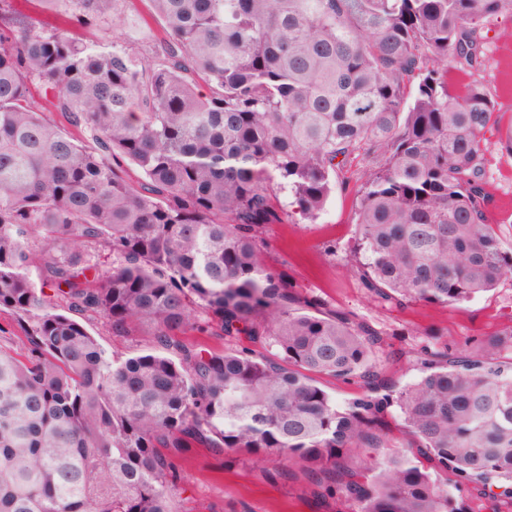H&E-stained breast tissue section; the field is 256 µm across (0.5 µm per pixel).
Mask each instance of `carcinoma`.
I'll list each match as a JSON object with an SVG mask.
<instances>
[{"instance_id":"1","label":"carcinoma","mask_w":512,"mask_h":512,"mask_svg":"<svg viewBox=\"0 0 512 512\" xmlns=\"http://www.w3.org/2000/svg\"><path fill=\"white\" fill-rule=\"evenodd\" d=\"M25 2L58 22L0 0V309L24 335L0 345V512H176L196 444L274 457L271 479L349 512H462L448 471L512 499V328L423 348L392 389L383 333L296 291L264 238L365 155L369 293L454 305L511 276L475 75L512 0H147L148 50L70 30L126 0ZM450 68L473 77L459 93ZM86 320L150 346L110 355ZM323 376L363 393L340 405ZM390 411L404 445L376 426Z\"/></svg>"}]
</instances>
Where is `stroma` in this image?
<instances>
[{"label":"stroma","mask_w":512,"mask_h":512,"mask_svg":"<svg viewBox=\"0 0 512 512\" xmlns=\"http://www.w3.org/2000/svg\"><path fill=\"white\" fill-rule=\"evenodd\" d=\"M140 0H130L121 22L108 29L78 27L84 40L102 36L127 37L152 45L159 28L143 23ZM480 79L493 93L501 117L499 127L486 135L488 201L486 215L506 245L512 246V150L503 129L512 125V16L496 19L486 40V66ZM358 171L337 179L326 209L316 220L298 217L269 226L265 237L289 284L319 296L327 307L350 312L385 334L381 359L387 383L403 385L417 373L421 347L440 342L461 352L480 339L512 326V278L494 290L461 305L402 302L389 304L363 288L350 260L354 238ZM335 244V255L325 247ZM184 490L178 512H341L342 502L318 500L299 478L271 481L262 471L231 461L207 446L192 448L185 462Z\"/></svg>","instance_id":"1"}]
</instances>
